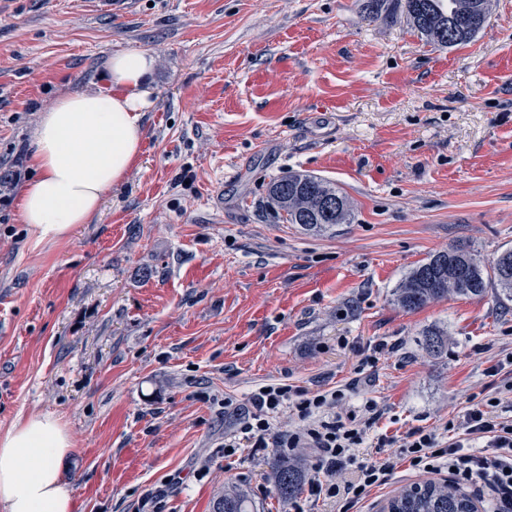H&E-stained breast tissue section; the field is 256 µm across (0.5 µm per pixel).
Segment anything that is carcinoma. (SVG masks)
Returning <instances> with one entry per match:
<instances>
[{
  "label": "carcinoma",
  "mask_w": 512,
  "mask_h": 512,
  "mask_svg": "<svg viewBox=\"0 0 512 512\" xmlns=\"http://www.w3.org/2000/svg\"><path fill=\"white\" fill-rule=\"evenodd\" d=\"M415 31L427 42L455 47L471 41L488 21L491 0H405ZM268 197L284 213L285 221L310 232L327 230L354 220L348 196L336 184L321 177L286 173L270 183ZM497 286L504 301H512V249H504L485 264L468 248L452 245L430 255L414 267L396 288V300L407 312L417 311L448 295L481 297ZM423 349L434 357L448 351V337L431 333L422 339ZM304 472L295 460L275 461L271 480L276 496L288 504L301 491ZM388 512H478L465 493L444 483H416L391 497ZM215 512H255L248 492L224 491Z\"/></svg>",
  "instance_id": "obj_1"
}]
</instances>
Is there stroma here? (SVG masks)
Instances as JSON below:
<instances>
[{"label": "stroma", "mask_w": 512, "mask_h": 512, "mask_svg": "<svg viewBox=\"0 0 512 512\" xmlns=\"http://www.w3.org/2000/svg\"><path fill=\"white\" fill-rule=\"evenodd\" d=\"M147 51L142 151L92 223L36 242L0 209V435L59 417L79 512H257L275 450L224 454L260 386L349 387L377 434L428 430L488 393L512 352V302L394 300L429 255L512 247V0L469 43L427 44L404 7L360 0H0V175L32 173L42 112L105 87L112 54ZM298 172L347 194L353 223L280 219L270 182ZM439 332L448 352L429 355ZM386 343L379 362L363 351ZM215 512H255V510L248 492L233 487L224 490V496L216 503Z\"/></svg>", "instance_id": "35a3bbf8"}]
</instances>
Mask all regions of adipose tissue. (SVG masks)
Instances as JSON below:
<instances>
[{"mask_svg": "<svg viewBox=\"0 0 512 512\" xmlns=\"http://www.w3.org/2000/svg\"><path fill=\"white\" fill-rule=\"evenodd\" d=\"M153 57L143 50L112 55L110 92L62 95L42 112L32 139L37 171L20 194V213L39 242L71 237L91 223L103 198L123 183L142 148V115L151 105ZM73 446L58 417L33 415L0 435V512H77L61 465Z\"/></svg>", "mask_w": 512, "mask_h": 512, "instance_id": "obj_1", "label": "adipose tissue"}]
</instances>
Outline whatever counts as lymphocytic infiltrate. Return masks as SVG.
Returning <instances> with one entry per match:
<instances>
[{
    "mask_svg": "<svg viewBox=\"0 0 512 512\" xmlns=\"http://www.w3.org/2000/svg\"><path fill=\"white\" fill-rule=\"evenodd\" d=\"M489 374L497 379L495 393L470 400L462 418L449 419L438 432L414 428L399 439L380 435L372 461L360 450L381 414L374 401L365 402L361 416H345L344 389L267 384L254 393L250 409L238 413L237 428L224 436V452L242 446L308 449L307 497L333 501L337 512H352L401 462L425 473L451 471L456 486L487 492V512H512V415L502 408L503 395H512V373L503 376L493 367ZM396 445L401 451L395 458L388 450Z\"/></svg>",
    "mask_w": 512,
    "mask_h": 512,
    "instance_id": "lymphocytic-infiltrate-1",
    "label": "lymphocytic infiltrate"
}]
</instances>
